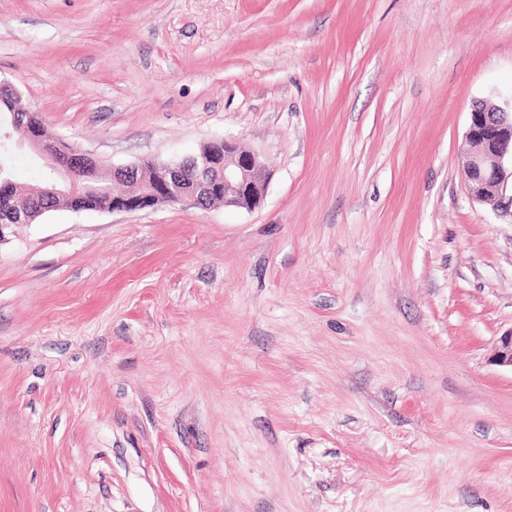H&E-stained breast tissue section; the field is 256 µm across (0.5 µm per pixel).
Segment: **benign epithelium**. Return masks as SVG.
I'll use <instances>...</instances> for the list:
<instances>
[{"instance_id": "obj_1", "label": "benign epithelium", "mask_w": 512, "mask_h": 512, "mask_svg": "<svg viewBox=\"0 0 512 512\" xmlns=\"http://www.w3.org/2000/svg\"><path fill=\"white\" fill-rule=\"evenodd\" d=\"M27 146L55 174L41 198L79 196L84 183L99 175L94 159L80 149L48 136L34 112H11L0 129V140ZM468 161L466 186L475 200L490 201L503 194L507 173L505 160H512V108L476 100L469 112L465 132ZM144 163L112 168V180L126 184L124 193L112 200L108 212H136L160 205L190 200L197 207L209 197H219L224 206L252 210L263 201L267 174L259 153L236 139H214L201 151L181 161L154 162V177L144 183ZM50 207L22 199L0 203V238L12 224H30ZM492 364L512 369V332L499 337L490 357Z\"/></svg>"}]
</instances>
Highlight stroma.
I'll use <instances>...</instances> for the list:
<instances>
[{
  "mask_svg": "<svg viewBox=\"0 0 512 512\" xmlns=\"http://www.w3.org/2000/svg\"><path fill=\"white\" fill-rule=\"evenodd\" d=\"M0 79L101 169L269 171L6 228L0 512H512V0H0ZM468 161L466 186L475 200L490 201L503 194L511 164L512 191V105L504 108L490 101L476 100L469 112L465 132Z\"/></svg>",
  "mask_w": 512,
  "mask_h": 512,
  "instance_id": "stroma-1",
  "label": "stroma"
}]
</instances>
